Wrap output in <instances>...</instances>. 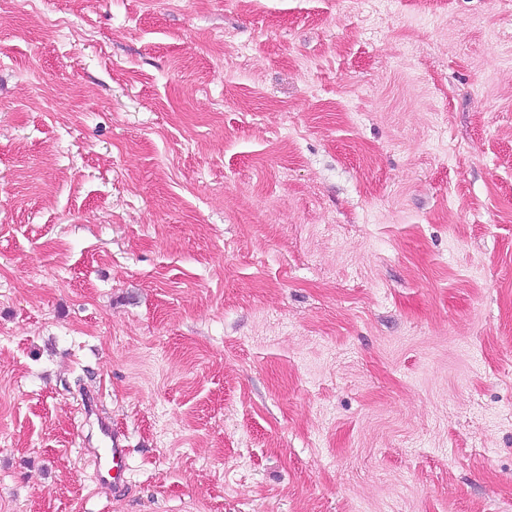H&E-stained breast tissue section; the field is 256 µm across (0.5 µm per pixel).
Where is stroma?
Masks as SVG:
<instances>
[{"instance_id":"obj_1","label":"stroma","mask_w":512,"mask_h":512,"mask_svg":"<svg viewBox=\"0 0 512 512\" xmlns=\"http://www.w3.org/2000/svg\"><path fill=\"white\" fill-rule=\"evenodd\" d=\"M0 512H512V0H0ZM98 430L104 448L93 450L97 461L96 478L101 486L113 488L126 470L128 448H124L110 421L101 419Z\"/></svg>"}]
</instances>
